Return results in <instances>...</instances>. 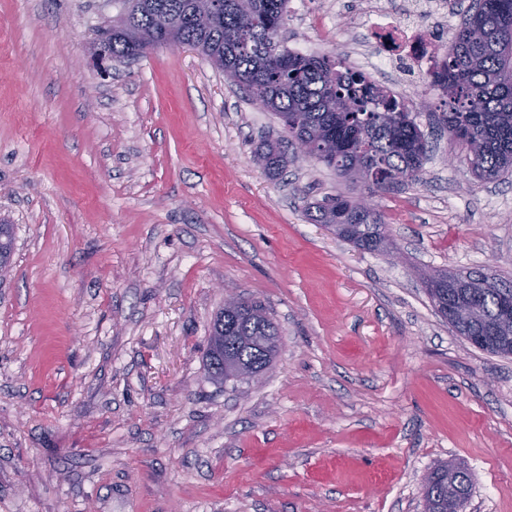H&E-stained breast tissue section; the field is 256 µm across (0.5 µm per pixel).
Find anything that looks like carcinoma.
Here are the masks:
<instances>
[{
	"label": "carcinoma",
	"mask_w": 512,
	"mask_h": 512,
	"mask_svg": "<svg viewBox=\"0 0 512 512\" xmlns=\"http://www.w3.org/2000/svg\"><path fill=\"white\" fill-rule=\"evenodd\" d=\"M287 0H123L124 13L104 33L112 61L139 56V34L155 39L165 29L200 47L205 60L244 87L253 100L280 119L287 137L308 142L318 162L374 193L392 191L419 178L425 150L404 101L366 73L330 54L301 55L280 48ZM448 100L443 115L448 139L466 149L479 180L512 170V0H474L452 45L431 74ZM258 160L271 175L288 166L279 141L263 140ZM313 221L339 224L340 236L367 251L388 241L376 209L361 214L356 200L330 198L315 206ZM12 225L0 223V255L10 268ZM485 283L475 294L426 289L440 315L448 306L474 304L472 316L456 321L461 336H488L504 347L511 329L497 327L502 307H512V279L474 271ZM219 311L211 326L207 364L223 383L258 378L280 349V333L261 301L239 299ZM471 473L446 464L422 484L425 512H459L470 497Z\"/></svg>",
	"instance_id": "cac0c4a2"
}]
</instances>
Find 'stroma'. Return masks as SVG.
Instances as JSON below:
<instances>
[{
    "label": "stroma",
    "instance_id": "obj_1",
    "mask_svg": "<svg viewBox=\"0 0 512 512\" xmlns=\"http://www.w3.org/2000/svg\"><path fill=\"white\" fill-rule=\"evenodd\" d=\"M364 0H288L281 43L371 50ZM121 0H0V512H423L442 461L464 512H512V357L435 311L424 267L512 277V172L475 178L431 83L400 94L420 177L375 196L390 250L315 223L366 195L296 150L191 47L102 70ZM266 304L281 349L258 381L206 373L226 290ZM256 154L264 169L271 175H281L288 166V153L283 150L279 140H263ZM472 488L471 473L458 466L439 465L424 479V512H459L467 503Z\"/></svg>",
    "mask_w": 512,
    "mask_h": 512
}]
</instances>
